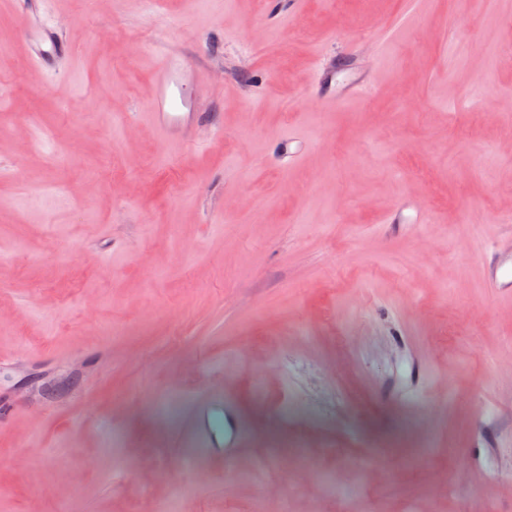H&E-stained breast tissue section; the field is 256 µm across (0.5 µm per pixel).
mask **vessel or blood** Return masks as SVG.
Returning a JSON list of instances; mask_svg holds the SVG:
<instances>
[{
	"label": "vessel or blood",
	"mask_w": 512,
	"mask_h": 512,
	"mask_svg": "<svg viewBox=\"0 0 512 512\" xmlns=\"http://www.w3.org/2000/svg\"><path fill=\"white\" fill-rule=\"evenodd\" d=\"M25 26L30 56L48 70L71 56V43L56 21L36 12L34 0H13ZM187 67L183 57L172 52L160 54L148 91L149 117L163 139L174 145L191 140L200 124L196 97L189 95L182 80Z\"/></svg>",
	"instance_id": "1"
}]
</instances>
